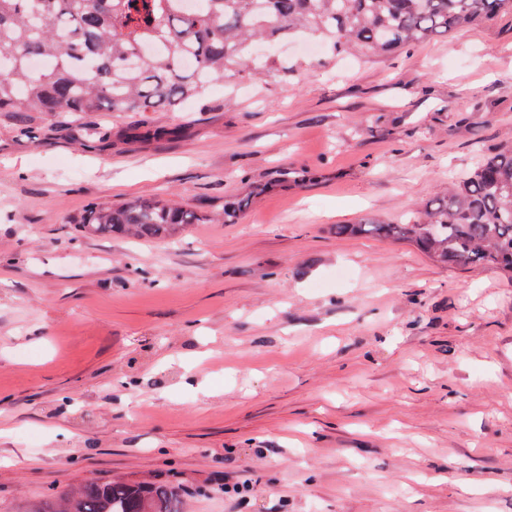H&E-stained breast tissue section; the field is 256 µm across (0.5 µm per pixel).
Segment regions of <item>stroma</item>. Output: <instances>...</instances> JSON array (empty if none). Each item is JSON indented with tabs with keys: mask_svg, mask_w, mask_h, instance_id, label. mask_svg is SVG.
<instances>
[{
	"mask_svg": "<svg viewBox=\"0 0 512 512\" xmlns=\"http://www.w3.org/2000/svg\"><path fill=\"white\" fill-rule=\"evenodd\" d=\"M278 56L173 112L0 115V512L172 474L185 512H512V282L335 233L422 212L512 141V14ZM264 183L171 245L72 222ZM265 191L264 187H257L248 195L235 198L224 203V210L221 213L222 222H233L237 217L251 204L254 195H258Z\"/></svg>",
	"mask_w": 512,
	"mask_h": 512,
	"instance_id": "35a3bbf8",
	"label": "stroma"
}]
</instances>
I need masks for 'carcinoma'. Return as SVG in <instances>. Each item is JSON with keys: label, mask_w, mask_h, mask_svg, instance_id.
Listing matches in <instances>:
<instances>
[{"label": "carcinoma", "mask_w": 512, "mask_h": 512, "mask_svg": "<svg viewBox=\"0 0 512 512\" xmlns=\"http://www.w3.org/2000/svg\"><path fill=\"white\" fill-rule=\"evenodd\" d=\"M0 0V112H131L202 99L227 78L280 76L277 61L255 58L259 43L297 36L336 54L406 49L456 28L512 13V0ZM265 191L224 203L232 222ZM207 216L157 198L114 207L94 203L72 219L85 235L167 240ZM414 243L448 265H489L512 280V145L490 154L467 178L401 224L376 218L338 224L336 235ZM175 479L88 481L27 512H184Z\"/></svg>", "instance_id": "carcinoma-1"}]
</instances>
